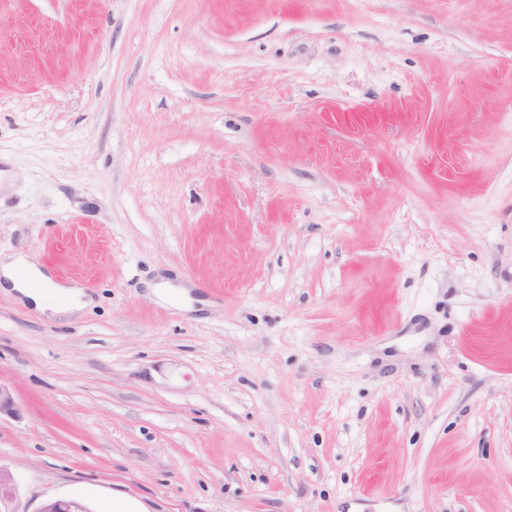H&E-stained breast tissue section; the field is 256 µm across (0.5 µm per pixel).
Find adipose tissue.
Here are the masks:
<instances>
[{
	"label": "adipose tissue",
	"instance_id": "adipose-tissue-1",
	"mask_svg": "<svg viewBox=\"0 0 512 512\" xmlns=\"http://www.w3.org/2000/svg\"><path fill=\"white\" fill-rule=\"evenodd\" d=\"M0 291L49 318L94 304L80 285L59 282L36 258L23 254L0 257Z\"/></svg>",
	"mask_w": 512,
	"mask_h": 512
}]
</instances>
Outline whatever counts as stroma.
Returning <instances> with one entry per match:
<instances>
[{"label": "stroma", "mask_w": 512, "mask_h": 512, "mask_svg": "<svg viewBox=\"0 0 512 512\" xmlns=\"http://www.w3.org/2000/svg\"><path fill=\"white\" fill-rule=\"evenodd\" d=\"M15 252L21 512H512V0H0ZM1 289L17 303L48 318L94 305L84 288L75 282H59L49 269L29 255L0 257Z\"/></svg>", "instance_id": "obj_1"}]
</instances>
